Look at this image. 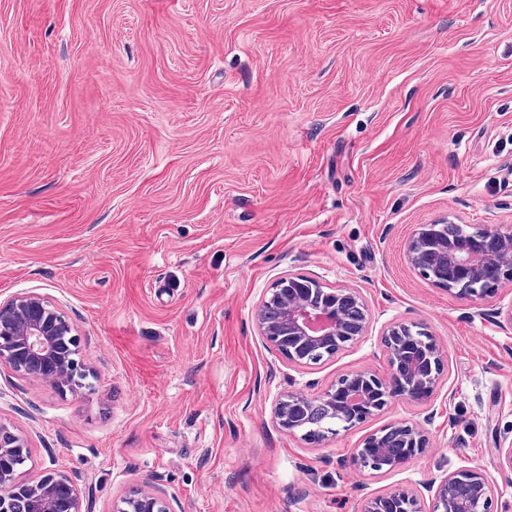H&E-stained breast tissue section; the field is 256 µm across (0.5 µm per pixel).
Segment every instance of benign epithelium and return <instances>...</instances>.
<instances>
[{"label":"benign epithelium","instance_id":"1","mask_svg":"<svg viewBox=\"0 0 512 512\" xmlns=\"http://www.w3.org/2000/svg\"><path fill=\"white\" fill-rule=\"evenodd\" d=\"M469 245L457 247L444 236V225L420 226L406 243V264L448 293L487 300L512 283V226L478 227L466 234ZM263 340L290 363L323 359L359 342L369 324L367 304L354 288H326L314 278L289 273L276 279L255 312ZM381 341L389 371L381 376L360 370L339 377L322 392H288L274 407L279 426L291 436L324 444L350 431L396 399L430 400L444 371L440 347L419 323L392 322ZM80 336L64 312L34 292L0 300V366L61 391H77L85 374L79 358ZM432 442L418 424L393 421L367 435L351 456L352 467L375 474L393 471L430 453ZM25 439L0 420V512H83L81 493L65 475L46 472L24 480ZM495 484L480 469L462 468L430 481V512H497ZM175 498L135 488L113 512H175ZM362 512H423L419 496L407 487L371 497Z\"/></svg>","mask_w":512,"mask_h":512}]
</instances>
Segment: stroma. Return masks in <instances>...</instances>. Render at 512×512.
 <instances>
[{
  "label": "stroma",
  "instance_id": "35a3bbf8",
  "mask_svg": "<svg viewBox=\"0 0 512 512\" xmlns=\"http://www.w3.org/2000/svg\"><path fill=\"white\" fill-rule=\"evenodd\" d=\"M512 225V0H0V298L36 292L81 338L60 392L0 367L22 470L112 512L151 484L181 512H361L484 470L512 512V336L403 259L422 224ZM360 289L359 343L298 366L254 312L283 274ZM395 320L445 370L314 446L273 407L388 371ZM431 452L381 475L350 456L392 420Z\"/></svg>",
  "mask_w": 512,
  "mask_h": 512
}]
</instances>
